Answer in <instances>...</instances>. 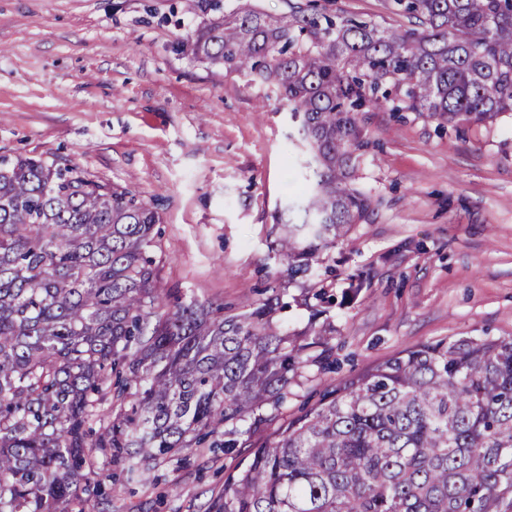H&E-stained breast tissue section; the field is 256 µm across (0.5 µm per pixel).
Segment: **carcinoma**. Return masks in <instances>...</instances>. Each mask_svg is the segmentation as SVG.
<instances>
[{
  "label": "carcinoma",
  "instance_id": "1",
  "mask_svg": "<svg viewBox=\"0 0 512 512\" xmlns=\"http://www.w3.org/2000/svg\"><path fill=\"white\" fill-rule=\"evenodd\" d=\"M411 23L226 12L181 42L267 83L311 176L276 216L288 280L373 210L355 113L388 104L472 128L512 116V0H394ZM156 206L41 158L0 155V512H71L281 414L333 331L292 338L281 294L228 317L159 288ZM206 512H512V336L423 344L331 389L258 448Z\"/></svg>",
  "mask_w": 512,
  "mask_h": 512
}]
</instances>
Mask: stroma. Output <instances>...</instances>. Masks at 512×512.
I'll return each instance as SVG.
<instances>
[{"mask_svg": "<svg viewBox=\"0 0 512 512\" xmlns=\"http://www.w3.org/2000/svg\"><path fill=\"white\" fill-rule=\"evenodd\" d=\"M331 13L408 29L393 0H326ZM210 17L203 0H0V154L77 166L157 207L159 286L236 313L283 292L284 331L311 319L302 289L349 304L332 326L339 367L305 382L275 422L327 387L425 342L512 336V117L465 131L419 112L373 109L354 183L378 199L306 278L284 276L275 214L304 182L283 102L261 81L208 66L177 45ZM238 462L220 448L167 459L144 485L113 482L92 512H204Z\"/></svg>", "mask_w": 512, "mask_h": 512, "instance_id": "1", "label": "stroma"}]
</instances>
